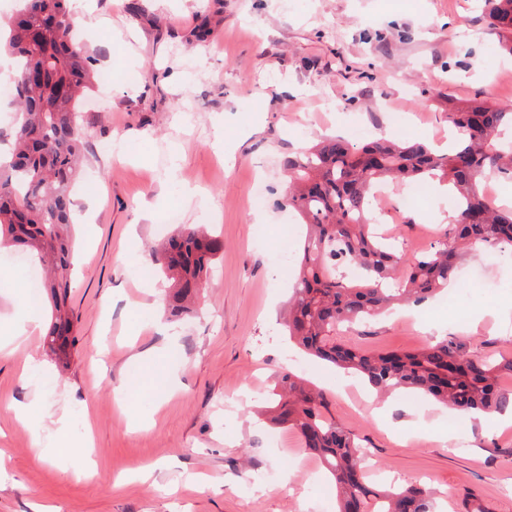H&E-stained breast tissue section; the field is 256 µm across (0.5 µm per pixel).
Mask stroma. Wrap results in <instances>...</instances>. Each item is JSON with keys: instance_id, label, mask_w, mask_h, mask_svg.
<instances>
[{"instance_id": "35a3bbf8", "label": "stroma", "mask_w": 512, "mask_h": 512, "mask_svg": "<svg viewBox=\"0 0 512 512\" xmlns=\"http://www.w3.org/2000/svg\"><path fill=\"white\" fill-rule=\"evenodd\" d=\"M90 53L112 74L106 99L81 106L84 177L74 190V260L68 306L77 343L56 365L42 339L0 352V512H336L331 483L296 430L270 427L256 401L289 370L322 388L337 422L371 451L368 478L419 479L440 512H462L476 490L493 512H512V425L429 408L395 393L356 403L346 374L304 355L281 334L295 284L277 264L284 226L282 162L326 135L346 134L344 113L386 136L394 113L414 112L413 138L447 146L451 105L481 96L512 102V55L480 0H71ZM344 112H336L335 103ZM125 151L104 156L100 144ZM264 180V200L253 184ZM396 185L377 212L382 231L407 253L429 250L455 220L446 187L431 186L414 207ZM185 224L211 223L222 243L198 314H164L166 288L149 276L148 253L165 238L172 206ZM0 250V334L15 305L34 300L42 322L51 305L42 282L26 280ZM467 287L341 328L342 343L367 352L411 351L442 336L478 355L512 347V260L491 265L469 251ZM160 349L152 373L171 387L145 386L119 405L135 355ZM33 364L34 377L20 373ZM40 393L67 408L73 437L92 427L90 454L64 465L42 455L50 422L31 431L12 406ZM279 438L268 447L267 433ZM154 479L141 481L143 469ZM268 473V484L249 477Z\"/></svg>"}]
</instances>
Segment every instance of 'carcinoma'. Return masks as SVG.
I'll use <instances>...</instances> for the list:
<instances>
[{
  "mask_svg": "<svg viewBox=\"0 0 512 512\" xmlns=\"http://www.w3.org/2000/svg\"><path fill=\"white\" fill-rule=\"evenodd\" d=\"M3 49L17 58L10 158L0 159V247H31L49 271L45 288L52 318L48 352L67 360L76 342L73 314L65 308L71 257V190L84 157L78 103L99 76L95 59L76 37L70 0H26ZM485 17L512 54V0H483ZM454 142L445 153L417 141L380 137L354 146L324 138L288 157L283 206L307 225L295 293L284 318L289 339L302 351L362 377L378 393L412 390L441 407L472 416L512 408V356H478L455 336L413 352L366 353L336 340L344 323L369 321L385 310L420 303L456 276L463 248L512 254V209L484 194L488 174L512 178V103L473 98L448 112ZM438 180L456 193V223L440 231L430 249L408 255L377 232L373 188ZM221 243L203 224L188 225L150 253V264L171 281L165 310L174 318L196 312ZM363 270L348 281L337 254ZM271 422L294 428L332 476L338 512H434L435 492L423 483L382 490L366 482L359 437L329 415L325 393L284 371L271 392ZM463 512H490L472 490Z\"/></svg>",
  "mask_w": 512,
  "mask_h": 512,
  "instance_id": "carcinoma-1",
  "label": "carcinoma"
}]
</instances>
